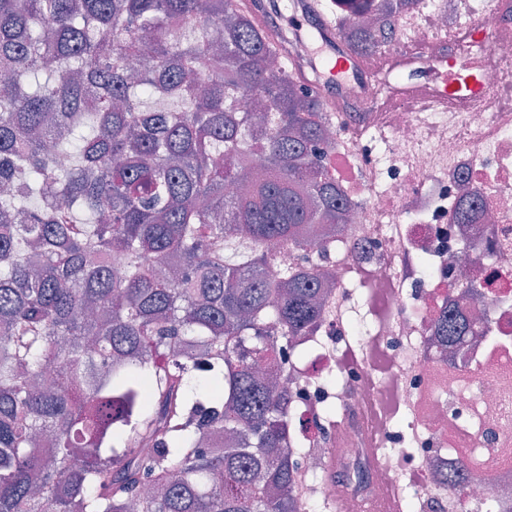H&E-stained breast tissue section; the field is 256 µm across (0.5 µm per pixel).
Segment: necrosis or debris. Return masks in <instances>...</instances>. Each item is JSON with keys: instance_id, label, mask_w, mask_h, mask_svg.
Masks as SVG:
<instances>
[{"instance_id": "4bbe7bcc", "label": "necrosis or debris", "mask_w": 512, "mask_h": 512, "mask_svg": "<svg viewBox=\"0 0 512 512\" xmlns=\"http://www.w3.org/2000/svg\"><path fill=\"white\" fill-rule=\"evenodd\" d=\"M489 29L473 56L488 74L483 101L447 108L380 101L394 85L372 77L349 84L325 118L327 167L353 203L335 243L315 249L314 266L335 282L323 316L287 351L291 423L304 436L296 494L366 512L379 490L415 469L430 512H512V0H417L392 20L394 52L418 42L435 58L459 55L472 28ZM477 201V221L455 214ZM365 273L389 315L354 319L351 287ZM457 300L473 332L460 353L443 350L435 319ZM378 350L391 366L379 383L368 356L340 366L351 345ZM400 415L393 429L376 412ZM389 449L386 463L372 451ZM334 458L338 479L317 474ZM475 466L481 481L455 494L435 466Z\"/></svg>"}]
</instances>
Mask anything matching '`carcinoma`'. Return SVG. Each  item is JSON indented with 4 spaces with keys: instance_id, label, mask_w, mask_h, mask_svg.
I'll return each mask as SVG.
<instances>
[{
    "instance_id": "carcinoma-1",
    "label": "carcinoma",
    "mask_w": 512,
    "mask_h": 512,
    "mask_svg": "<svg viewBox=\"0 0 512 512\" xmlns=\"http://www.w3.org/2000/svg\"><path fill=\"white\" fill-rule=\"evenodd\" d=\"M367 2L375 26L336 14L356 55L417 0ZM288 63L235 0H0V512H316L288 390L256 366L329 280L272 271L277 250L342 232L351 200ZM435 324L458 351L463 316Z\"/></svg>"
}]
</instances>
